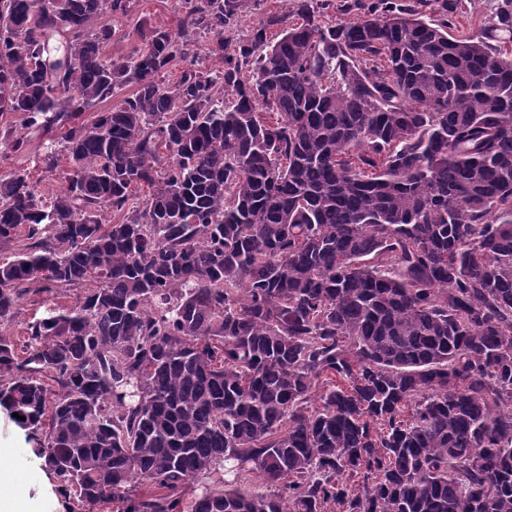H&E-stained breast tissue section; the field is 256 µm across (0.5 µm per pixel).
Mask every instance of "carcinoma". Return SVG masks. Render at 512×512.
<instances>
[{
  "label": "carcinoma",
  "instance_id": "obj_1",
  "mask_svg": "<svg viewBox=\"0 0 512 512\" xmlns=\"http://www.w3.org/2000/svg\"><path fill=\"white\" fill-rule=\"evenodd\" d=\"M133 2L0 0V116L69 160L0 176V407L70 512H512V0H180L109 55ZM282 0H263L259 6H250L246 13L243 14L241 21L237 27L230 33L224 34V38H229L232 42L246 40L250 31L263 19L268 16L270 12L283 13L285 6ZM372 0H333L330 9L325 10L323 18L326 21H343L353 19L362 15L361 5L370 4ZM22 116L11 115L3 120L12 121L19 133L24 135L29 141V150L26 154L11 155L9 159H0V176L13 171L16 168L26 169L30 176L35 180L39 179L43 196L46 200L52 199L62 188V183L57 176L47 172L42 163L45 155L55 153L58 157L60 168H65L69 164L65 157L60 153L59 131L55 130H38L28 128L22 123ZM82 292L83 289L58 290L54 293H43L26 298L20 305L10 328L12 336L23 341L27 336L30 322H33L35 318L43 317L48 308H62L72 304L76 300L77 294Z\"/></svg>",
  "mask_w": 512,
  "mask_h": 512
}]
</instances>
